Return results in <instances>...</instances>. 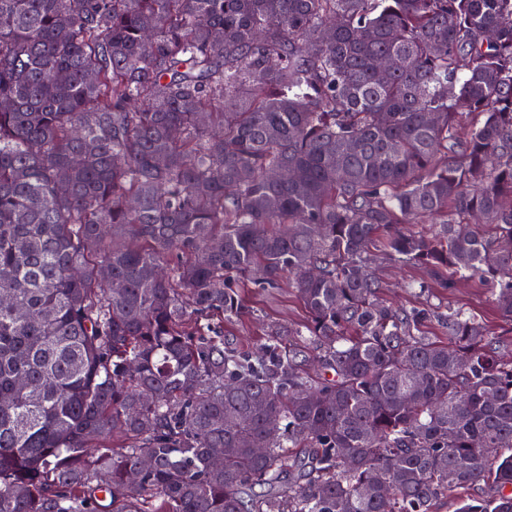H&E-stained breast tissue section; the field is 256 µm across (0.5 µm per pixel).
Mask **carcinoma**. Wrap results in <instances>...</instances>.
I'll return each mask as SVG.
<instances>
[{
  "label": "carcinoma",
  "mask_w": 512,
  "mask_h": 512,
  "mask_svg": "<svg viewBox=\"0 0 512 512\" xmlns=\"http://www.w3.org/2000/svg\"><path fill=\"white\" fill-rule=\"evenodd\" d=\"M377 248L512 324V0H0V512H512V363ZM377 274L385 283L383 298L395 306H413L419 303L434 305L439 312L463 311L482 321L500 341V355L504 361H512V325L502 321L491 299L486 283L477 276L461 280L453 288H438L435 280L425 270L412 266L395 265L377 258ZM414 281H426L431 288L419 294L407 285ZM249 314L233 323L224 322V342L241 350L255 352L265 343L271 326L300 327L307 312L296 297L288 278L278 288H244ZM483 494L484 486L482 484L458 489L448 493V497L438 501L435 505V510L437 512H457L463 499H479Z\"/></svg>",
  "instance_id": "cac0c4a2"
}]
</instances>
